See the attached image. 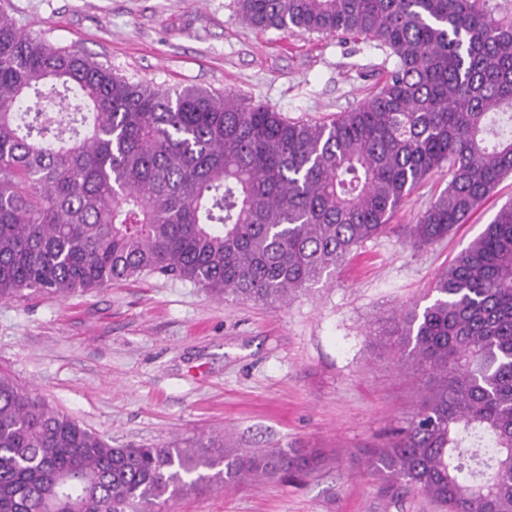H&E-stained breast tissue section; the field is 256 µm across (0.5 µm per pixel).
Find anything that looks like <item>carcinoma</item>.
<instances>
[{"label":"carcinoma","mask_w":512,"mask_h":512,"mask_svg":"<svg viewBox=\"0 0 512 512\" xmlns=\"http://www.w3.org/2000/svg\"><path fill=\"white\" fill-rule=\"evenodd\" d=\"M258 28L357 35L395 57L329 123L199 87L132 83L0 14V300L159 274L286 303L386 234L414 189L446 187L415 247L512 173V22L485 0H237ZM368 332L425 381L406 427L356 463L442 512H512V204ZM309 448H114L0 375V512H162L200 484L312 471Z\"/></svg>","instance_id":"cac0c4a2"}]
</instances>
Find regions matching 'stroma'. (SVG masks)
<instances>
[{
    "instance_id": "1",
    "label": "stroma",
    "mask_w": 512,
    "mask_h": 512,
    "mask_svg": "<svg viewBox=\"0 0 512 512\" xmlns=\"http://www.w3.org/2000/svg\"><path fill=\"white\" fill-rule=\"evenodd\" d=\"M21 31L132 82L197 86L323 122L374 93L395 59L364 37L244 24L236 0H0ZM448 185L436 170L336 278L287 304L218 299L159 275L65 297L0 300V372L112 446L229 442L316 448L318 469L201 486L170 512H438L428 498L352 469L351 451L404 426L417 374L371 345L370 325L427 303L439 271L512 202L505 177L469 221L421 249L416 223Z\"/></svg>"
}]
</instances>
